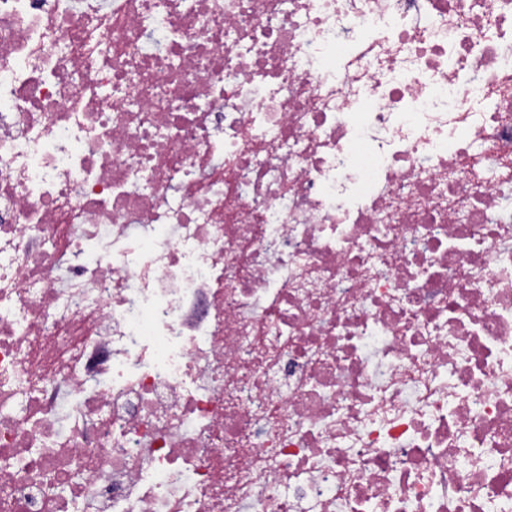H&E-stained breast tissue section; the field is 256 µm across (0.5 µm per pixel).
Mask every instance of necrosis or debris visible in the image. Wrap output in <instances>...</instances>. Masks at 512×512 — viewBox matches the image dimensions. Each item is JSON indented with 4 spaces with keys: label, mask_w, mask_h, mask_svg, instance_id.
Here are the masks:
<instances>
[{
    "label": "necrosis or debris",
    "mask_w": 512,
    "mask_h": 512,
    "mask_svg": "<svg viewBox=\"0 0 512 512\" xmlns=\"http://www.w3.org/2000/svg\"><path fill=\"white\" fill-rule=\"evenodd\" d=\"M0 512H512V0H0Z\"/></svg>",
    "instance_id": "obj_1"
}]
</instances>
